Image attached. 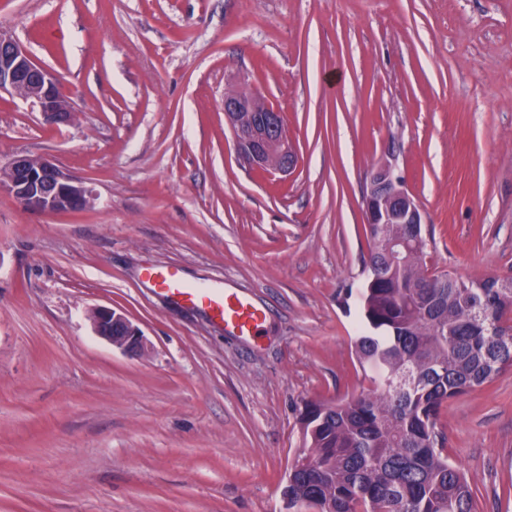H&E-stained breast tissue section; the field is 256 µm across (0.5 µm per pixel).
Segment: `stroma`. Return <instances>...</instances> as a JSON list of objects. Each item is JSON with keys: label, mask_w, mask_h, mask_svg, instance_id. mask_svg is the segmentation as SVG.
Instances as JSON below:
<instances>
[{"label": "stroma", "mask_w": 512, "mask_h": 512, "mask_svg": "<svg viewBox=\"0 0 512 512\" xmlns=\"http://www.w3.org/2000/svg\"><path fill=\"white\" fill-rule=\"evenodd\" d=\"M0 32L50 69L74 120L0 95V162L54 160L80 211L0 193V512H286L307 401L358 394L352 350L370 171L394 161L428 266L512 274V0H0ZM284 114L298 163L238 157L224 93ZM237 288L245 340L155 290ZM124 313L147 347L97 336ZM479 512H512V373L443 406ZM94 330L113 346L129 353L142 352L146 340L142 332L121 312L112 308L96 307L89 312Z\"/></svg>", "instance_id": "stroma-1"}]
</instances>
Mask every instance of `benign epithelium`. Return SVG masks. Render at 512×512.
Segmentation results:
<instances>
[{
  "label": "benign epithelium",
  "mask_w": 512,
  "mask_h": 512,
  "mask_svg": "<svg viewBox=\"0 0 512 512\" xmlns=\"http://www.w3.org/2000/svg\"><path fill=\"white\" fill-rule=\"evenodd\" d=\"M29 102L51 125L72 122L75 105L59 79L33 61L11 37L0 33V93ZM224 120L242 160L252 169L276 179L297 163L294 143L282 111L256 90L224 95ZM40 212L85 209L94 201L93 189L59 165L40 156L14 155L0 165V193ZM371 224H421L422 211L397 166L384 162L369 175L363 198ZM97 335L129 353L144 350L142 332L121 312L96 307L89 312Z\"/></svg>",
  "instance_id": "obj_1"
}]
</instances>
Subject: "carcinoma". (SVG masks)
Segmentation results:
<instances>
[{"label": "carcinoma", "mask_w": 512, "mask_h": 512, "mask_svg": "<svg viewBox=\"0 0 512 512\" xmlns=\"http://www.w3.org/2000/svg\"><path fill=\"white\" fill-rule=\"evenodd\" d=\"M360 293L369 333L354 351L368 386L336 402L307 401L309 452L288 470L290 512H477L438 427L449 399L512 371V287L428 268L424 235L369 224ZM403 246L387 263L386 248Z\"/></svg>", "instance_id": "1"}]
</instances>
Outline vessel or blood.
Returning <instances> with one entry per match:
<instances>
[{"instance_id": "vessel-or-blood-1", "label": "vessel or blood", "mask_w": 512, "mask_h": 512, "mask_svg": "<svg viewBox=\"0 0 512 512\" xmlns=\"http://www.w3.org/2000/svg\"><path fill=\"white\" fill-rule=\"evenodd\" d=\"M146 276L171 301L207 312L226 333L252 340L262 336L266 311L243 291L190 287L183 283L178 269L168 266L148 269Z\"/></svg>"}]
</instances>
